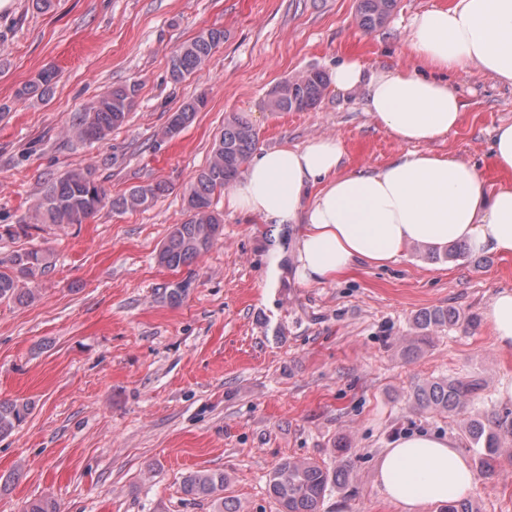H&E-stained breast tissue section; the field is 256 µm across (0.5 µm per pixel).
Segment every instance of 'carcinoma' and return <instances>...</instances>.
<instances>
[{"label": "carcinoma", "instance_id": "1", "mask_svg": "<svg viewBox=\"0 0 512 512\" xmlns=\"http://www.w3.org/2000/svg\"><path fill=\"white\" fill-rule=\"evenodd\" d=\"M398 6V0H359V25L367 30L383 26ZM224 43V30L209 28L194 39L179 46L170 59L169 72L179 82L202 67L213 50ZM58 79V72L46 69L35 81L18 89V100L48 94ZM328 84L320 70L311 69L301 75L278 83L270 93L267 107L272 112H302L314 107ZM138 91V84L109 87L84 107L70 127V136L81 142L93 143L103 139L128 118ZM206 105L200 95L184 103L172 114L162 137L172 138L192 122ZM258 142V134L246 119L234 116L224 123V130L215 138L209 162L193 177L185 197L187 219L175 226L162 245L158 264L177 270L207 253L221 231L222 216L213 208V197L224 191L248 163ZM166 191V185L150 182L135 185L123 195L110 198L107 189L89 168L72 169L49 182L41 196L30 207L32 224H82L106 204L117 212L144 211ZM9 269H0V301L24 304L34 298L28 283L49 268L47 257L37 250L14 252L8 259ZM460 312L453 308L436 307L425 310L414 319L415 328L426 338L435 329L452 326L461 321ZM481 384L460 378L418 383L412 391L415 406L423 410L460 414L472 408L478 400ZM26 402L0 401V436L11 433L28 417ZM467 432L472 441L482 444L479 463L492 470V463L501 448L512 444V410H502L490 416L473 411L468 416ZM346 470L334 471L316 463L283 461L270 475L268 493L278 504L279 512H321L324 499L333 485L345 480ZM226 478L222 471L200 470L183 477L185 495L212 502L213 512H240L234 499L224 496ZM24 512H60L50 498L29 501Z\"/></svg>", "mask_w": 512, "mask_h": 512}]
</instances>
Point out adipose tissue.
<instances>
[{
	"label": "adipose tissue",
	"instance_id": "adipose-tissue-1",
	"mask_svg": "<svg viewBox=\"0 0 512 512\" xmlns=\"http://www.w3.org/2000/svg\"><path fill=\"white\" fill-rule=\"evenodd\" d=\"M404 47L410 63L370 69L357 57L332 72L337 91L364 94L366 112L413 151L373 171L344 168L335 138L256 153L225 198L229 208L301 227L295 261L308 283L337 280L353 265L397 261L410 244L466 243L512 257V123L494 130L488 183L476 164L430 151L461 123L454 78L478 69L512 85V0H450L416 13ZM485 319L499 350L512 352V289L496 291ZM375 482L400 512L462 498L475 474L458 442L414 433L384 449Z\"/></svg>",
	"mask_w": 512,
	"mask_h": 512
}]
</instances>
